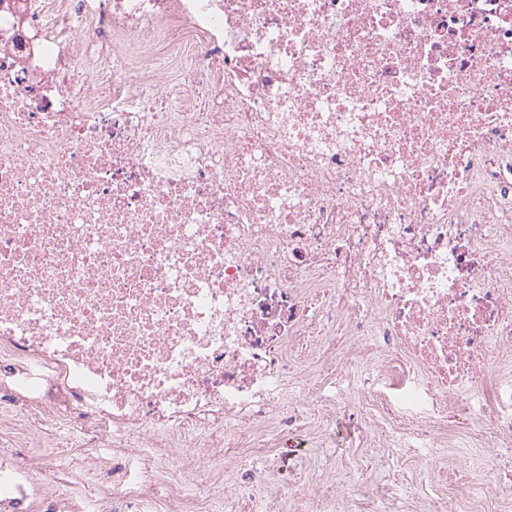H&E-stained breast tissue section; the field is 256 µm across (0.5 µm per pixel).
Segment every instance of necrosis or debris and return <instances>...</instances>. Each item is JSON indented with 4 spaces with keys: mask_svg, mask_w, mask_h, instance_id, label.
I'll list each match as a JSON object with an SVG mask.
<instances>
[{
    "mask_svg": "<svg viewBox=\"0 0 512 512\" xmlns=\"http://www.w3.org/2000/svg\"><path fill=\"white\" fill-rule=\"evenodd\" d=\"M339 328L433 446L512 443V0H0V387L145 449L112 512L249 497L220 445L291 434ZM36 496L0 458V512H72Z\"/></svg>",
    "mask_w": 512,
    "mask_h": 512,
    "instance_id": "1",
    "label": "necrosis or debris"
}]
</instances>
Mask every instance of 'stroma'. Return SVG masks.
<instances>
[{"label":"stroma","mask_w":512,"mask_h":512,"mask_svg":"<svg viewBox=\"0 0 512 512\" xmlns=\"http://www.w3.org/2000/svg\"><path fill=\"white\" fill-rule=\"evenodd\" d=\"M366 367L365 359L348 356L333 370L289 374L285 404L298 417L297 443H278L272 429L269 447L232 451L259 473L252 502L257 512H314L322 493L329 497L328 512H449L452 503L456 512H512V491H488L479 479L489 450L467 421L449 418L447 444L427 456L402 435L404 415L393 421L389 442L369 432L380 408L369 407L358 421L348 420L349 408L364 399L359 381ZM327 380L349 384L350 395L324 405L315 384ZM16 408L24 430L0 434V455H11L18 469L27 471L34 456L49 453L60 467L36 474V481L45 489L69 485L90 512L105 491L119 484L123 471L140 465L138 457L127 456L119 469H97L94 461L104 449L96 429H88L84 447H62L51 422L25 403Z\"/></svg>","instance_id":"stroma-1"}]
</instances>
